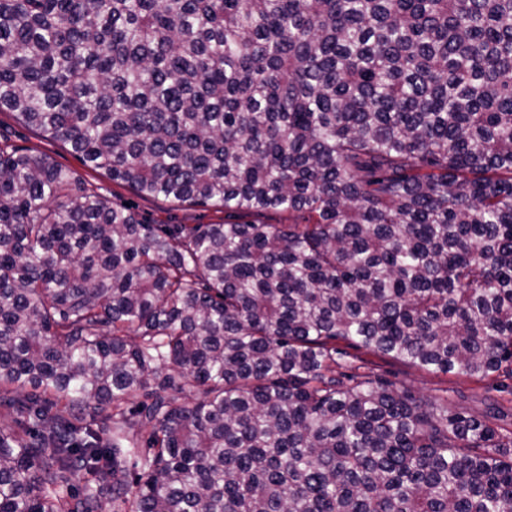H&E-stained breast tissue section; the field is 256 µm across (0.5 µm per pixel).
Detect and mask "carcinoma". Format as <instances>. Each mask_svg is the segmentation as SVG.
Here are the masks:
<instances>
[{
    "instance_id": "carcinoma-1",
    "label": "carcinoma",
    "mask_w": 512,
    "mask_h": 512,
    "mask_svg": "<svg viewBox=\"0 0 512 512\" xmlns=\"http://www.w3.org/2000/svg\"><path fill=\"white\" fill-rule=\"evenodd\" d=\"M0 512H512V0H0ZM79 473L92 480L77 485ZM7 140L21 149H35L49 153L55 162L70 170L89 188L105 196L112 204H124L139 214L145 224H218L224 223V211L211 207L174 205L138 197L128 187L112 182L102 171L84 166L69 145L42 138L34 130L20 124L12 112L0 111V142ZM345 359L354 361L355 365L364 366L360 373H370L372 378H383L403 383L412 390L425 396L434 398H448V403L463 407L476 416L496 415L499 420L492 419L502 427H512V417H497L495 407L503 399H510L511 395L502 392L501 384L511 387L512 379L501 374L485 379L470 378L465 375L450 372L448 374L435 373L415 367H410L389 359H381L372 355H365L353 349ZM355 356L364 361L353 360Z\"/></svg>"
}]
</instances>
